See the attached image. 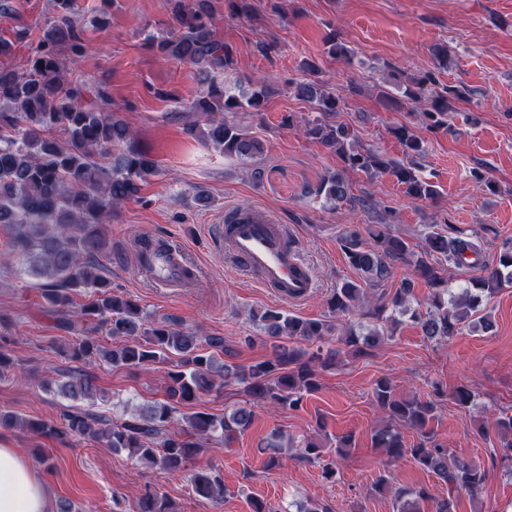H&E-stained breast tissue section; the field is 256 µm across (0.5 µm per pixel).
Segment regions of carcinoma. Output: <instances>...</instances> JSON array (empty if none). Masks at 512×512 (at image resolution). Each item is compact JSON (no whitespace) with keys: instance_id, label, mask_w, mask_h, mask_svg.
Masks as SVG:
<instances>
[{"instance_id":"carcinoma-1","label":"carcinoma","mask_w":512,"mask_h":512,"mask_svg":"<svg viewBox=\"0 0 512 512\" xmlns=\"http://www.w3.org/2000/svg\"><path fill=\"white\" fill-rule=\"evenodd\" d=\"M55 16L22 70L0 66V228L7 232L10 253L21 261L23 276L40 280L42 298L54 310L71 305L70 292L94 289L93 298L68 323L77 341L66 357L76 363L103 358L115 368L139 369L173 355L176 363L166 373L163 399L142 407L129 418L112 419L90 409L76 408L63 414L62 423L22 417L0 411V428H23L41 439L67 435L99 440L114 452L126 451L137 462L179 475L188 463L207 451L209 443L229 446L253 423L252 404L294 409L304 395L319 387L314 364H336V354L310 352L301 342L320 339L332 330L326 320H304L283 311L266 309L252 315L255 326L274 339L272 358L242 368L201 352L205 343L224 350L221 336H197L171 318L149 319L139 304L112 293V285L99 273V257L109 246L103 218L112 207L141 200L142 186L157 168L134 141V131L112 110V99L102 88L95 90L68 76L67 65L88 53L83 30L75 22V0H54ZM172 29L147 32L144 40L155 54L188 62L197 68L203 96L185 106L195 114L185 132L221 148L224 157L241 165L264 152L263 142L228 117L236 112H258L269 94L266 84L242 87L227 79L235 71V51L215 35L205 0H170ZM288 88L312 105L316 116L307 119L304 135L332 148L345 168L369 175L388 173L404 186L405 194L418 201L434 199V181L416 173L413 165L353 146L342 126L329 121L339 111L340 99L318 79L288 81ZM403 95L410 101L427 100L424 112L431 132L450 131L449 112L472 92L462 85H439L435 73L408 79ZM63 137L57 138L54 130ZM405 155L419 156L424 140L406 125L393 129ZM318 193L338 208L351 202V187L339 172L324 176ZM373 243L363 246L360 234L343 236L349 263L365 274V284L376 287L392 275L395 263L413 268V277L388 301L368 307L363 316L373 326L363 329L349 322L340 333L347 352L359 355L393 335L398 316L407 314L423 336L446 341L466 325L488 331L492 323L482 313L483 299L512 284V241L504 244L495 267H480L471 286L453 290L439 273L446 261L454 266L467 259L479 261L480 246L463 235L448 236L445 229L430 227L415 250L408 241L392 234L387 225H367ZM429 286L425 303H413V279ZM366 291L355 281L336 286L328 307L336 316L354 312ZM103 328L119 344L106 348L91 333ZM237 382L249 396L246 404L222 417L205 411L182 414L185 427L171 430L178 407L194 403L211 392L216 380ZM57 391L72 401L93 397L94 377L76 370L63 381L54 380ZM373 396L387 412L388 422L371 437L382 449L386 463L411 456L422 469L434 473L448 486V497L435 500V512H453V496L478 493L487 472L457 457L436 438L430 423L436 418L433 400L403 398L386 378L376 381ZM497 430L507 436L502 458L512 462V414H501ZM415 430L419 441L406 446L402 429ZM194 493L203 499L224 497V482L212 469H199L189 477ZM393 512H424L429 495L423 488L393 491ZM138 512H175L173 502L156 488H148L138 501Z\"/></svg>"}]
</instances>
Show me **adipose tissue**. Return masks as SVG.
Wrapping results in <instances>:
<instances>
[{
	"label": "adipose tissue",
	"mask_w": 512,
	"mask_h": 512,
	"mask_svg": "<svg viewBox=\"0 0 512 512\" xmlns=\"http://www.w3.org/2000/svg\"><path fill=\"white\" fill-rule=\"evenodd\" d=\"M0 512H53L47 485L13 448L0 447Z\"/></svg>",
	"instance_id": "1"
}]
</instances>
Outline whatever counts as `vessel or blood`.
Returning <instances> with one entry per match:
<instances>
[{"mask_svg":"<svg viewBox=\"0 0 512 512\" xmlns=\"http://www.w3.org/2000/svg\"><path fill=\"white\" fill-rule=\"evenodd\" d=\"M217 239L238 266L275 298L285 302L305 301L314 291L316 279L304 260L287 225L270 211L245 207L230 211L219 225ZM148 274L156 283L182 281L183 259L177 247L149 257Z\"/></svg>","mask_w":512,"mask_h":512,"instance_id":"b4317fda","label":"vessel or blood"}]
</instances>
